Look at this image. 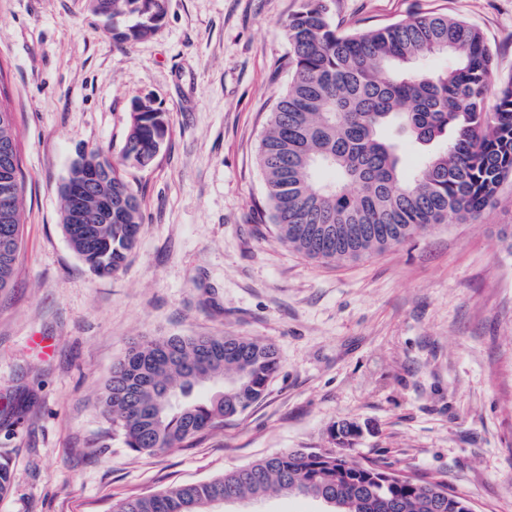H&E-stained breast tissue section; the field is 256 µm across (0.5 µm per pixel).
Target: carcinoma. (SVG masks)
<instances>
[{"mask_svg": "<svg viewBox=\"0 0 512 512\" xmlns=\"http://www.w3.org/2000/svg\"><path fill=\"white\" fill-rule=\"evenodd\" d=\"M125 44L156 31L165 0H90ZM292 79L270 112L258 164L278 239L327 263L371 256L450 217L477 221L512 178V79L494 83V55L473 25L423 15L365 33L336 28L324 0H304L284 26ZM446 55L441 68L414 61ZM166 114L138 101L120 160L103 148L84 159L106 172L98 195L112 198V222L96 208L87 223L62 228L73 251L97 274L117 271L135 248L140 204L122 166H145L167 134ZM0 179L11 172L14 205L0 223V290L9 287L22 245L24 179L12 113L0 107ZM425 152L405 173V145ZM280 363L269 342L237 336L141 340L112 366L99 401L128 447L140 453L178 448L259 401ZM354 422L331 427L333 448H296L195 483L127 499L116 512H212L216 499H258L272 492L323 500L332 512H471L442 480L402 476L347 458Z\"/></svg>", "mask_w": 512, "mask_h": 512, "instance_id": "cac0c4a2", "label": "carcinoma"}]
</instances>
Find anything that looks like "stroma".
I'll return each mask as SVG.
<instances>
[{"mask_svg":"<svg viewBox=\"0 0 512 512\" xmlns=\"http://www.w3.org/2000/svg\"><path fill=\"white\" fill-rule=\"evenodd\" d=\"M302 0H166L156 32L119 44L89 0H0V73L26 191L23 244L0 291V512H113L292 448L364 430L350 456L447 481L477 512H512V180L480 220L427 228L356 261L281 244L258 212L268 116L291 74L283 25ZM343 33L419 14L478 28L512 77V0H327ZM165 142L124 175L141 230L122 270L94 273L61 226L79 151L119 156L132 104ZM230 335L276 345L262 399L180 448H128L100 412L133 342Z\"/></svg>","mask_w":512,"mask_h":512,"instance_id":"1","label":"stroma"}]
</instances>
